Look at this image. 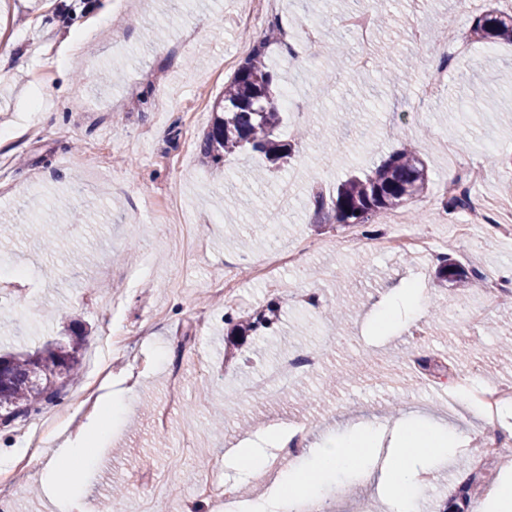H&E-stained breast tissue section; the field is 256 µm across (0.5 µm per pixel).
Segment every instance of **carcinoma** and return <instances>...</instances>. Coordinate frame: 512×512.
I'll return each mask as SVG.
<instances>
[{
    "instance_id": "carcinoma-1",
    "label": "carcinoma",
    "mask_w": 512,
    "mask_h": 512,
    "mask_svg": "<svg viewBox=\"0 0 512 512\" xmlns=\"http://www.w3.org/2000/svg\"><path fill=\"white\" fill-rule=\"evenodd\" d=\"M478 41H512V14L488 9L471 26ZM267 40L263 39L238 66L224 86L211 128L199 144L202 162L218 168L227 158L250 152L259 158L255 178L281 170L295 152L294 144L282 140L283 112L276 91L277 73L265 60ZM428 167L419 151L406 145L391 152L367 172L354 173L341 181L333 194L318 191L312 195L317 215L329 224H370L385 211L405 207L424 195L428 188ZM466 191L448 194L443 204L446 214L468 206ZM436 278L443 285L452 283L472 288L483 280L475 269L442 256ZM271 306L248 315L246 330L273 324ZM79 339L62 345L48 344L43 350L26 355H0V422L8 425L40 413L60 397L62 389L78 375Z\"/></svg>"
}]
</instances>
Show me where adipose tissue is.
Returning a JSON list of instances; mask_svg holds the SVG:
<instances>
[{"instance_id":"ef3b65f1","label":"adipose tissue","mask_w":512,"mask_h":512,"mask_svg":"<svg viewBox=\"0 0 512 512\" xmlns=\"http://www.w3.org/2000/svg\"><path fill=\"white\" fill-rule=\"evenodd\" d=\"M104 407V414L86 423L62 451L61 463L68 466L72 481L84 480L97 446L108 439L113 422L124 414L125 399L122 394H115ZM393 432L395 446L378 470L366 464L379 442L380 431L375 425H354L329 437L320 447L305 449L302 453L305 466L291 467L278 474L277 483L287 490V497L274 501L255 499L252 512H281L290 498L324 497L349 475L378 480L387 496L397 502L399 512H412L421 489V475L431 472L438 461L453 454L461 436L453 429L428 424L397 425Z\"/></svg>"}]
</instances>
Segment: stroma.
Instances as JSON below:
<instances>
[{"label": "stroma", "mask_w": 512, "mask_h": 512, "mask_svg": "<svg viewBox=\"0 0 512 512\" xmlns=\"http://www.w3.org/2000/svg\"><path fill=\"white\" fill-rule=\"evenodd\" d=\"M70 2L0 0V353L84 338L81 376L61 403L74 424L33 451L28 437L54 410L0 424L1 471L29 453L37 460L0 503L5 512H58L44 491L46 467L89 415L73 396L108 324L141 338L133 355L110 353L94 395L100 407L123 391L128 412L90 477L67 487L88 512H140L157 474L180 512H224L196 491L207 471L247 499L271 496L272 477L224 465L266 429L302 425L310 448L359 420L482 430L476 403L448 380L477 365L486 383L512 382V358L499 356L512 341V309L484 291L438 287L424 254L374 252L363 226L318 225L311 196L416 140L430 181L424 198L402 208L405 223L484 277L512 267V233L441 205L444 184L471 169L483 172L469 185L474 202L512 199V44L468 41L486 0H388L389 23L371 47L378 66L367 71L355 68L362 46L339 22L353 0H91L89 12ZM445 14L456 16L455 37L469 52L450 66L445 93L425 101L418 91L446 40ZM275 22L281 32L268 53L279 85L297 92L281 133L292 139L303 125L308 134L286 172L258 183L251 155L216 170L202 164L199 142L229 78L225 60L241 63ZM383 65L394 83L379 82ZM64 198L91 201L90 223L68 224L56 206ZM288 249L301 251L298 264L255 276L267 254ZM226 284L238 288L234 300H225ZM406 287L424 289L423 314L380 331L377 309ZM307 293L322 307L304 303ZM346 297L352 307L335 323L326 308ZM270 304L278 319L269 328L240 333L224 321ZM464 308L484 310L482 321L463 326ZM414 325L427 328L426 343L414 340ZM312 349L323 351L322 365L279 400L254 392L257 373ZM175 371L184 398L173 406ZM433 478L426 512H458L448 491L460 479L484 507L483 487L512 484V471L475 474L461 451Z\"/></svg>", "instance_id": "obj_1"}]
</instances>
